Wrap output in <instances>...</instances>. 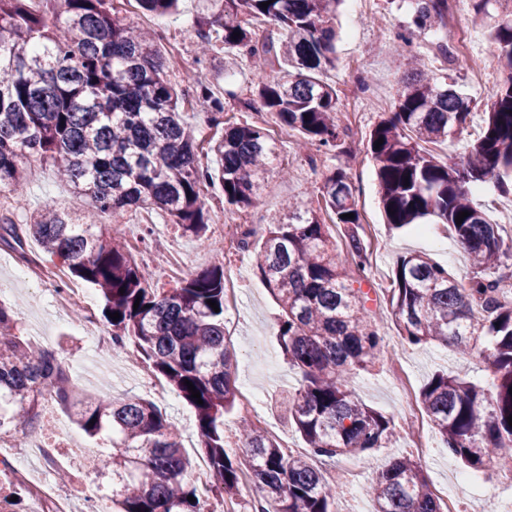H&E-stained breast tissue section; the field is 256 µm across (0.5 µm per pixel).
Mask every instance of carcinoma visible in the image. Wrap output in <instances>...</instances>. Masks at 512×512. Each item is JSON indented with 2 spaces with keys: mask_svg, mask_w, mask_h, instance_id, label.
Instances as JSON below:
<instances>
[{
  "mask_svg": "<svg viewBox=\"0 0 512 512\" xmlns=\"http://www.w3.org/2000/svg\"><path fill=\"white\" fill-rule=\"evenodd\" d=\"M31 2L0 0V191L19 199L33 176L31 161L40 158L91 199L92 211L73 217L48 204L21 227L0 211V242L19 252L32 239L69 281L98 290L112 332L109 351L135 347L194 409L211 491L220 501L242 495L247 471L261 512H335L346 484L339 476L327 479L317 462L395 442L393 419L359 401L351 387L356 371L378 363L384 337L360 288L369 254L345 170L323 177L314 192L318 207L284 208L266 225L258 252V277L281 309L279 346L300 373L284 409L309 452H287L246 424L236 453L224 441V413L238 394L235 352L224 335V265L174 288H153L147 270L112 231L128 212L149 206L183 234L205 236L210 215L202 185L216 176L225 204L250 206L271 171L274 146L264 128L224 119V103L200 83L196 109L223 129L206 151L216 166L202 162L196 132L181 119L184 91L169 78L170 61L156 47L158 34L119 15L114 0H51L49 15L35 12ZM135 2L143 15L180 10V0ZM261 2L198 0L197 25L207 31L202 56L220 46L249 58V104L298 132L304 144L345 152L336 88L323 79L336 68L341 0H274L266 8ZM411 4L401 36L406 46L414 33L445 26L448 16V0ZM466 4L489 28L504 71L481 136L463 158L441 159L428 149L460 137L476 101L451 75L417 67L399 86L392 115L369 132L368 146L390 228L443 224L468 255L464 283L423 254L399 258L388 302L407 344L438 343L488 364L486 385L465 372L438 371L418 393L448 453L477 477L492 464L512 472V239L503 238V225L491 222L471 195L484 184L512 194V0ZM258 19L279 35L259 34ZM275 68L280 76L271 79L267 71ZM463 211L469 216L459 225ZM348 213L354 217L342 218ZM331 224L344 226V254L337 252ZM187 380L203 404L191 397ZM47 396L64 408L82 404L77 426L112 442L88 459L92 471L112 476L109 512H215L190 478L178 428L157 406L83 394L52 351L20 335L17 312L0 300V432L43 431L39 408ZM373 501L372 512H441L411 454L378 472Z\"/></svg>",
  "mask_w": 512,
  "mask_h": 512,
  "instance_id": "carcinoma-1",
  "label": "carcinoma"
}]
</instances>
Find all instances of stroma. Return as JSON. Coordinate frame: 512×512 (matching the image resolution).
Returning a JSON list of instances; mask_svg holds the SVG:
<instances>
[{
	"mask_svg": "<svg viewBox=\"0 0 512 512\" xmlns=\"http://www.w3.org/2000/svg\"><path fill=\"white\" fill-rule=\"evenodd\" d=\"M197 5L198 0H183L177 15L146 16L142 19L145 26L159 34V47L164 56L175 61L172 71L175 80L189 90L197 83H206L214 96L223 98L225 116L261 126L269 133L274 132L279 127L275 116L268 113L257 115L247 105L250 65L246 57L219 52L214 57L200 59V37L195 22ZM410 11V0H374L371 14L364 18L354 15L350 0H345L340 8L339 38L336 42L338 62L325 78L337 90L338 124L349 132L345 153L336 156L314 150L301 153L297 148L300 136L291 131L285 139L277 141L278 155L268 182L259 190L252 206L237 209L225 205L224 194L216 183L203 191L211 220L222 217L230 224L262 228L289 200L309 198L328 170L344 168L356 189L362 219L359 233L370 248L366 275L372 290L371 305L377 310L376 323L385 345L379 364L371 371L360 373L354 389L366 404L393 416L401 438L394 447L364 455L367 470L360 478L364 496L356 499L343 495L336 505L344 512H372V473L390 458L411 450L409 432L416 423L420 424L428 442L419 457L432 485L453 483L458 475L464 473V466L449 455L425 412L420 410L415 416H408L407 397L418 394L436 370L453 371L466 365L478 372L484 367L482 360L475 355L460 356L437 345L406 344L386 302L393 268L401 256L413 252L426 253L434 262L447 268L458 281L464 279L469 270L466 254L445 226H436L433 234L428 236L417 235L409 228L400 231L388 228L377 192L375 167L368 153L367 136L378 121L388 116V104L408 73L406 57L398 49L397 35ZM455 35L461 44V56L454 65H445L443 59L428 55L426 46L432 38L431 32L416 34L415 49L425 56L431 69H448L478 101L489 100L501 81L495 45L487 30L475 23L466 11L459 17ZM472 54L488 59L489 71L484 84L475 85L468 79L467 58ZM35 167L36 177L13 213L16 223H25L32 211L48 203L75 212L88 211L87 199L76 194L58 176L51 163L39 161ZM147 217L164 225L165 249L186 262L188 273L220 264L225 274L236 277L239 306L237 311L225 312L224 323L228 335L235 341L238 381L253 384L263 391L264 402L258 412L269 421L273 435L278 437L282 446L296 453L304 452L306 445L303 439L287 422L280 408L285 389L296 383V374L289 367L277 341L280 309L254 271L257 249L225 254L216 238L198 239L182 235L169 224L164 214L150 213L143 208L128 213L116 230L124 232L126 225L142 223ZM18 265L14 252L0 243V299L16 309L22 332L55 351L59 361L69 369L78 389L116 397L136 395L155 402L179 428L186 455L191 461H199L201 450L195 415L177 392H170L165 399L157 398L143 380L128 370L124 355L94 351L92 332L83 327L79 317L58 314L53 297L39 284L15 280L13 270ZM42 420L47 426L45 440L53 443L68 460L71 478L61 484L60 490L74 503H82L86 494L98 491L104 482L103 477L85 466L87 451L95 447L96 442L83 437L73 414L62 411L55 403L45 404Z\"/></svg>",
	"mask_w": 512,
	"mask_h": 512,
	"instance_id": "1",
	"label": "stroma"
}]
</instances>
